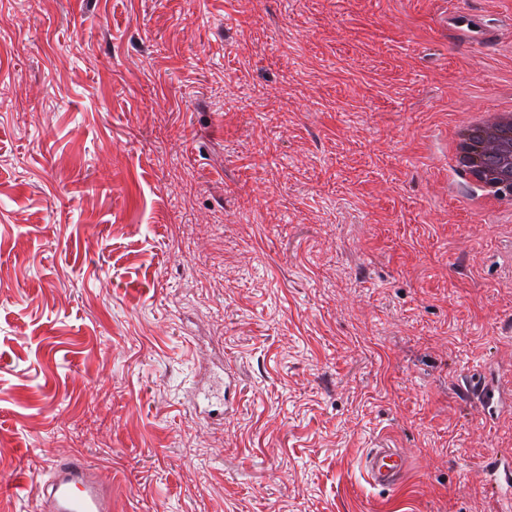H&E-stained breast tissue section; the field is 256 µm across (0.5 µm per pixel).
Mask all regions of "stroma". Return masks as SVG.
I'll return each mask as SVG.
<instances>
[{
	"mask_svg": "<svg viewBox=\"0 0 512 512\" xmlns=\"http://www.w3.org/2000/svg\"><path fill=\"white\" fill-rule=\"evenodd\" d=\"M511 104L512 0H0V479L79 452L114 512H505L512 224L448 131ZM448 36L460 42H476L490 49L494 45V38L490 30L475 20L472 14L452 13L446 21ZM482 145V151L490 153H483L477 161H473L463 150L461 142L452 141L449 146L450 160L461 175L463 187L467 192L468 200L471 204L494 202L500 198V191L503 190L506 185L511 184L510 178L506 184L493 187L486 181L484 176V172L496 169L500 165L499 155L493 153L499 150L493 125L486 133ZM361 467L370 485L391 489L401 484L408 471L407 460L391 442L368 448Z\"/></svg>",
	"mask_w": 512,
	"mask_h": 512,
	"instance_id": "stroma-1",
	"label": "stroma"
}]
</instances>
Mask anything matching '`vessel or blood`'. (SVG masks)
<instances>
[{"mask_svg":"<svg viewBox=\"0 0 512 512\" xmlns=\"http://www.w3.org/2000/svg\"><path fill=\"white\" fill-rule=\"evenodd\" d=\"M446 25L449 37L488 48L494 45L490 30L471 14H449ZM361 467L370 485L391 489L401 484L408 471L405 457L390 442L368 449ZM21 481L37 488L32 512H112L111 487L99 480L97 465L83 455L56 460L47 475H25Z\"/></svg>","mask_w":512,"mask_h":512,"instance_id":"b4317fda","label":"vessel or blood"}]
</instances>
